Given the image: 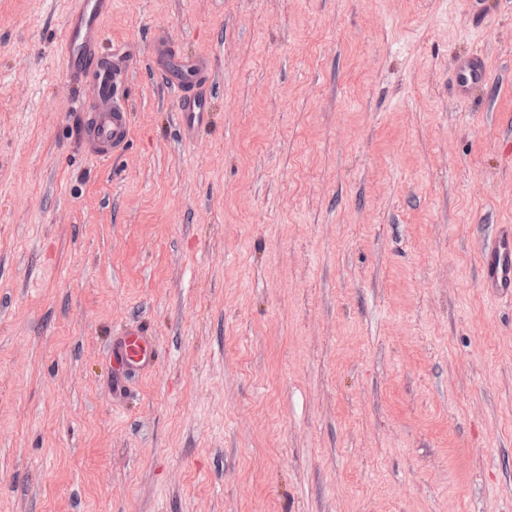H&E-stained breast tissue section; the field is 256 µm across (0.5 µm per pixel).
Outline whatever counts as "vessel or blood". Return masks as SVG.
Segmentation results:
<instances>
[{"label": "vessel or blood", "instance_id": "obj_1", "mask_svg": "<svg viewBox=\"0 0 512 512\" xmlns=\"http://www.w3.org/2000/svg\"><path fill=\"white\" fill-rule=\"evenodd\" d=\"M112 12V0H74L58 37L67 60L71 81L93 79L95 94L79 98L75 111L88 119L93 157L114 155L127 145L131 118L120 97L130 86L129 50L106 49L103 24ZM150 60L154 70L174 86L178 93V119L184 133L192 135L211 121L210 92L214 85L215 66L210 57H179L174 45L157 36ZM454 90L459 98H471L479 89H487L489 71L482 53L472 52L452 61ZM481 286L488 291L512 294V225H498L480 253ZM113 364L112 387L122 392L129 373H145L155 367L159 350L157 340L139 323L125 326L110 347Z\"/></svg>", "mask_w": 512, "mask_h": 512}]
</instances>
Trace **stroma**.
<instances>
[{
	"label": "stroma",
	"mask_w": 512,
	"mask_h": 512,
	"mask_svg": "<svg viewBox=\"0 0 512 512\" xmlns=\"http://www.w3.org/2000/svg\"><path fill=\"white\" fill-rule=\"evenodd\" d=\"M0 0V512H512V0H115L131 139ZM220 73L184 139L158 32ZM482 52L458 103L450 59ZM160 360L112 391L123 326ZM481 288L512 296V225L500 224L480 253Z\"/></svg>",
	"instance_id": "stroma-1"
}]
</instances>
